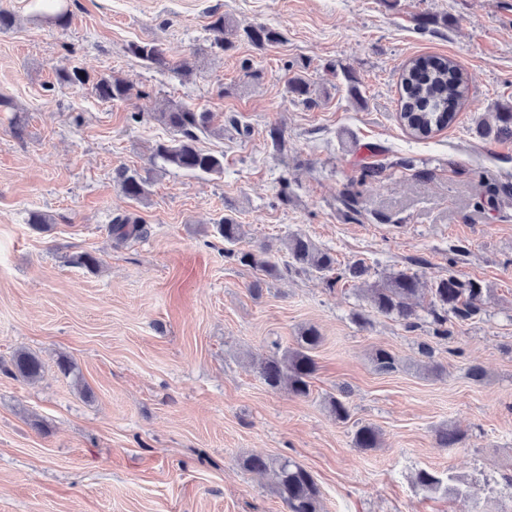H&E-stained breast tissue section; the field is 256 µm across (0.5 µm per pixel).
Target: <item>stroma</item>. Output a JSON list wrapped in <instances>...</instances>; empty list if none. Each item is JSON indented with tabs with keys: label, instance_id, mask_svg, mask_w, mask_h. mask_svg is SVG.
I'll use <instances>...</instances> for the list:
<instances>
[{
	"label": "stroma",
	"instance_id": "stroma-1",
	"mask_svg": "<svg viewBox=\"0 0 512 512\" xmlns=\"http://www.w3.org/2000/svg\"><path fill=\"white\" fill-rule=\"evenodd\" d=\"M66 3L59 27L35 20L50 0H0L15 18L0 32V512H285L242 469L248 455L305 467L322 512H512V141L473 134L475 118L512 104V0ZM215 11L282 39L221 50ZM141 41L192 73L127 53ZM422 55L454 59L468 91L455 124L419 141L398 113L401 68ZM62 67L122 76L139 95L102 102L90 86L59 85ZM297 75L314 106L288 93ZM167 100L214 113L224 134L199 145L223 155L224 171L159 174L127 198L115 171L148 168L152 145L170 138L148 116ZM377 162L380 180L361 182ZM36 211L53 217L47 230L29 224ZM227 214L245 226L243 248L275 246L281 264V239L301 233L340 263L364 260L374 281L416 271L418 329L353 284L271 278L227 258L216 232ZM120 215L144 234L116 241ZM82 252L97 271L72 264ZM451 274L483 295L439 338L430 288ZM310 325L322 342L309 396L270 389L259 360ZM379 348L395 371L375 367ZM20 349L41 357L39 381L8 374ZM332 397L348 421L330 413ZM362 424L379 429L380 447L355 448ZM444 427L462 434L456 447H440ZM421 469L469 484L472 498L422 489Z\"/></svg>",
	"mask_w": 512,
	"mask_h": 512
}]
</instances>
